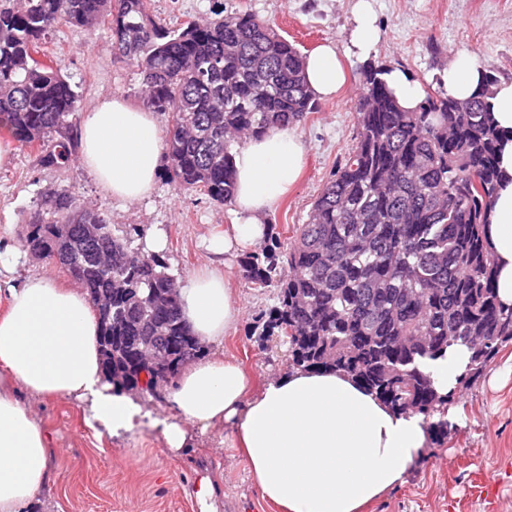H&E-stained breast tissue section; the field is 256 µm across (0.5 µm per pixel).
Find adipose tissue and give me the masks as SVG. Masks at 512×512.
<instances>
[{
    "label": "adipose tissue",
    "instance_id": "adipose-tissue-1",
    "mask_svg": "<svg viewBox=\"0 0 512 512\" xmlns=\"http://www.w3.org/2000/svg\"><path fill=\"white\" fill-rule=\"evenodd\" d=\"M369 0H359L345 51L335 44L305 57L315 98L333 100L346 81L340 61L367 60L377 41ZM486 73L483 58L457 53L443 85L471 97ZM504 138L498 152L504 179L486 229L498 266L497 295L512 305V79L496 82L487 98ZM162 131L154 113L110 96L86 111L80 124V162L113 198L140 201L160 174ZM303 145L287 127L270 128L236 149L235 219L208 247L215 256L258 245L268 215L302 171ZM181 310L200 343L219 346L235 330L241 306L223 272L203 267L180 292ZM0 314V512H30L54 482L51 434L30 402L69 398L84 405L87 423L113 437L136 432L146 416L140 401L107 382L101 364L99 320L88 295L59 287L46 274L17 277ZM466 346L449 349L428 368L440 394H457L469 365ZM161 419L170 453L187 448L194 432L233 428L263 499L281 512H363L400 485L426 444L422 416L392 410L350 376L336 371L286 370L254 387L238 363L197 358L166 393Z\"/></svg>",
    "mask_w": 512,
    "mask_h": 512
}]
</instances>
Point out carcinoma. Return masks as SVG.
I'll return each mask as SVG.
<instances>
[{
    "mask_svg": "<svg viewBox=\"0 0 512 512\" xmlns=\"http://www.w3.org/2000/svg\"><path fill=\"white\" fill-rule=\"evenodd\" d=\"M150 0H0V120L44 165L65 167L64 138L81 110L59 59L37 58L61 26L111 32L112 54L142 74L146 105L169 116L164 152L170 180L227 205L235 192L234 147L275 126L298 127L318 108L302 74L304 55L254 13L218 3L214 18L171 28ZM357 142L314 201L291 241L270 235L240 258L244 277L277 291L261 336L287 346L288 367L336 369L394 409L424 417L444 433L448 397L424 367L453 345L471 350L462 383L480 375L512 344V306L495 288L485 225L499 172V132L487 90L461 102L440 89L403 109L369 60L358 67ZM75 224L58 247L60 265L92 303L112 295V320L100 319L105 375L125 383L140 372L135 348L155 342L177 355L193 343L180 303L145 308L166 287L167 265L102 213L64 188L31 217L28 240L53 246L51 225ZM81 224L102 225L92 239Z\"/></svg>",
    "mask_w": 512,
    "mask_h": 512,
    "instance_id": "1",
    "label": "carcinoma"
}]
</instances>
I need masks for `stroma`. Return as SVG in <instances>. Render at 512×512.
Here are the masks:
<instances>
[{
	"label": "stroma",
	"instance_id": "obj_1",
	"mask_svg": "<svg viewBox=\"0 0 512 512\" xmlns=\"http://www.w3.org/2000/svg\"><path fill=\"white\" fill-rule=\"evenodd\" d=\"M357 0H226L227 6L274 20L277 30L302 53L330 41L344 47L354 25ZM379 40L373 59L397 68L423 89L437 88L457 52L484 57L489 73L512 78V0H372ZM214 0H151L150 11L177 27L209 19ZM63 60V73L91 108L119 95L141 104L136 68L112 56L110 31L63 27L46 44ZM347 82L338 96L321 103L296 132L304 146L303 174L288 197L268 215L282 237L306 223L311 207L356 143L359 81L357 63L348 60ZM0 142L12 149L10 165L0 167V252L23 253L18 275L49 273L63 286L76 281L58 264L25 251L31 216L46 208L57 190L70 189L80 203L99 209L114 232L141 230L144 239L162 238L161 252L177 283L210 263L205 243L223 234L232 208L183 192L160 173L149 198L113 199L79 164L46 166L35 151L0 129ZM229 283L242 305L236 331L224 339V355L240 362L264 383L287 370V352L277 339L260 340L264 318L276 303L272 288L254 287L229 257ZM452 407L459 419L447 433L430 434L404 482L368 512H512V345L503 348L479 378L465 385ZM34 410L53 437L55 483L34 512H201L196 474L212 483L217 512H278L249 477L239 449L220 444L222 427L195 435L189 448L173 455L164 449L159 428L147 425L116 439L97 433L78 402L48 399Z\"/></svg>",
	"mask_w": 512,
	"mask_h": 512
}]
</instances>
